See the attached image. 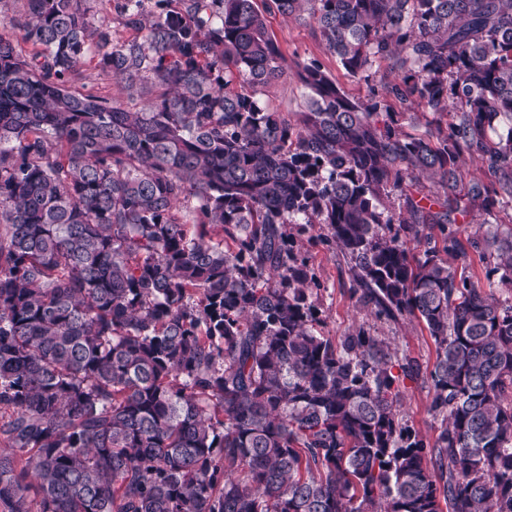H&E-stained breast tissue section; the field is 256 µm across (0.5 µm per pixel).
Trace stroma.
I'll list each match as a JSON object with an SVG mask.
<instances>
[{"mask_svg":"<svg viewBox=\"0 0 512 512\" xmlns=\"http://www.w3.org/2000/svg\"><path fill=\"white\" fill-rule=\"evenodd\" d=\"M267 24L281 47L287 67L280 82L267 88L263 94L277 111L287 117L302 111L304 88L296 74V64L309 58L319 59L350 96L366 97V82L346 74L335 57L327 52L312 21L287 19L271 13L267 16ZM296 242L299 250L308 256L319 283L313 292V300L324 318L323 333L338 337L347 329L361 325L391 343L399 353L415 359L419 370L416 376L404 382L401 413L415 430L422 435L433 436L436 423L428 414L427 405L432 394L429 373L436 359V350L422 324L406 318L395 322L375 318L352 294L353 272L349 256L336 247L305 235L297 237Z\"/></svg>","mask_w":512,"mask_h":512,"instance_id":"1","label":"stroma"}]
</instances>
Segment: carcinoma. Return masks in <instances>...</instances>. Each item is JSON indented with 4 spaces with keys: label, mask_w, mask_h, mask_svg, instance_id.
Masks as SVG:
<instances>
[{
    "label": "carcinoma",
    "mask_w": 512,
    "mask_h": 512,
    "mask_svg": "<svg viewBox=\"0 0 512 512\" xmlns=\"http://www.w3.org/2000/svg\"><path fill=\"white\" fill-rule=\"evenodd\" d=\"M83 2L0 26L30 46L0 32V512H512V0H122L123 42ZM267 12L395 80L355 99L298 62L285 119ZM89 60L156 96L77 86ZM478 218L504 300L454 267ZM288 224L327 229L375 317L424 323L433 442L400 415L411 358L320 330Z\"/></svg>",
    "instance_id": "obj_1"
}]
</instances>
